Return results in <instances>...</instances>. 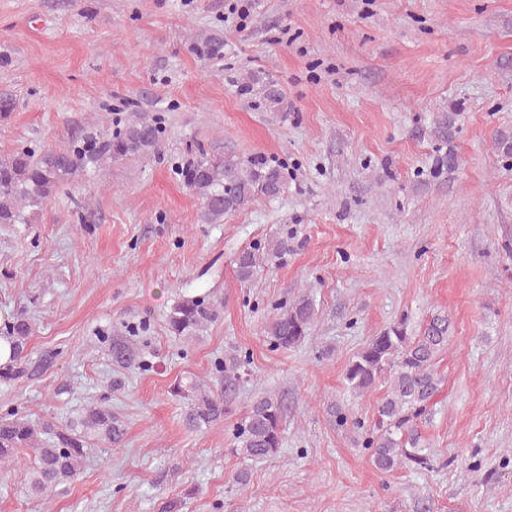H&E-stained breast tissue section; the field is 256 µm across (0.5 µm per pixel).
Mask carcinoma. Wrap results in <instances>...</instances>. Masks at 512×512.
<instances>
[{
    "mask_svg": "<svg viewBox=\"0 0 512 512\" xmlns=\"http://www.w3.org/2000/svg\"><path fill=\"white\" fill-rule=\"evenodd\" d=\"M191 50L205 62L224 59V39L216 34L198 35ZM246 90L259 84L265 107L278 111L282 95L274 84L254 71L239 75ZM163 128L143 118L124 129L105 133L83 129L66 149L38 153L17 150L0 157V224H31L57 189L87 170L99 172L106 165L157 149ZM184 187L198 199L201 221L222 224L224 218L250 207L258 199L281 196L287 188L285 167L274 159H246L240 155H215L199 145L182 170ZM291 250L286 235L266 239L235 258L242 283L258 271L279 264ZM218 305L206 297L184 298L166 316L168 331L190 339L200 335L217 318ZM316 320L312 299L302 295L272 307L265 332L269 346L288 350L311 334ZM451 321L448 313L435 312L415 332L403 316L372 336L346 366L344 380L354 392L371 391L379 381L388 383L370 424L333 411L336 426L361 432L362 447L383 472L400 468L423 471L434 468L439 454L424 442L419 424L441 389L435 370L438 356L448 348ZM31 325L17 320L6 326L12 344L9 362L0 367V379L9 382L26 373V351ZM112 360L120 366L139 364L128 341L112 342ZM246 360L239 351L224 353V394L215 395L195 382L188 387L186 423L191 428L211 427L232 414ZM285 405L275 394L253 401L234 426L236 447L230 453L245 458H272L281 450ZM125 434L123 421L112 409L88 402L77 416L66 421L34 422L17 410L0 416V468L11 472L27 493L46 499L75 479L87 448L94 442L118 445Z\"/></svg>",
    "mask_w": 512,
    "mask_h": 512,
    "instance_id": "1",
    "label": "carcinoma"
}]
</instances>
